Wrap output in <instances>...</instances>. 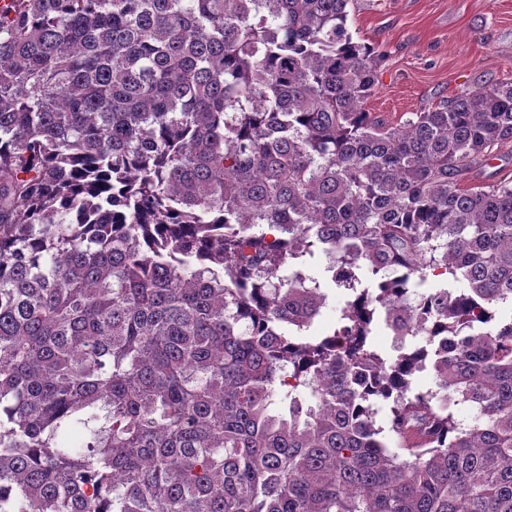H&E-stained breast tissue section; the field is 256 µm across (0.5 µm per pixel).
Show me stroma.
<instances>
[{
	"label": "stroma",
	"mask_w": 512,
	"mask_h": 512,
	"mask_svg": "<svg viewBox=\"0 0 512 512\" xmlns=\"http://www.w3.org/2000/svg\"><path fill=\"white\" fill-rule=\"evenodd\" d=\"M348 10L349 32L380 55L366 111L396 121L512 80V0H351ZM329 265L319 252L306 266L327 296L313 336L334 330L346 300Z\"/></svg>",
	"instance_id": "35a3bbf8"
}]
</instances>
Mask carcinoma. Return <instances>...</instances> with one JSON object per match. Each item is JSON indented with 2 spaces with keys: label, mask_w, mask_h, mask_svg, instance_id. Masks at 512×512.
Masks as SVG:
<instances>
[{
  "label": "carcinoma",
  "mask_w": 512,
  "mask_h": 512,
  "mask_svg": "<svg viewBox=\"0 0 512 512\" xmlns=\"http://www.w3.org/2000/svg\"><path fill=\"white\" fill-rule=\"evenodd\" d=\"M350 2L0 3V512H512V82L366 112ZM504 155L507 156L506 153ZM492 175L495 177H491ZM498 177H512V156L490 160L489 164H485L473 173L465 175L463 184L465 186H477L495 180ZM330 265L329 258L322 252H318L306 266L308 274L320 281L322 291L327 295L325 307L321 309L320 315L306 332L311 336H324L334 330L339 310L346 300L344 290L336 285L332 279V272L328 271Z\"/></svg>",
  "instance_id": "1"
}]
</instances>
